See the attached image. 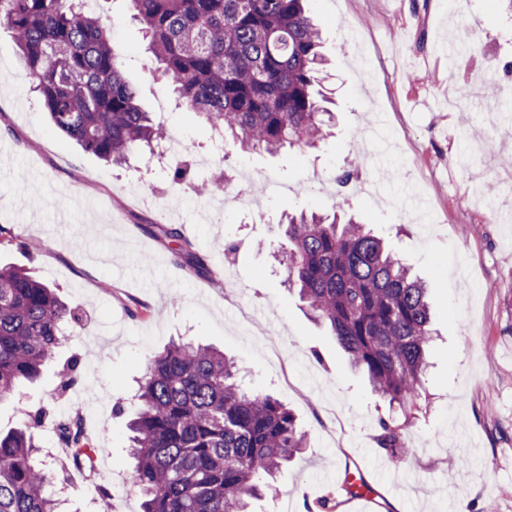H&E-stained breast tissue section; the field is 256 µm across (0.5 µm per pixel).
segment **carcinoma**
I'll return each instance as SVG.
<instances>
[{
    "label": "carcinoma",
    "instance_id": "1",
    "mask_svg": "<svg viewBox=\"0 0 512 512\" xmlns=\"http://www.w3.org/2000/svg\"><path fill=\"white\" fill-rule=\"evenodd\" d=\"M130 2L159 70L225 143L274 154L324 138V57L303 0ZM0 27L12 32L53 125L85 150L118 166L170 138L140 109L104 20L82 11L81 0H0ZM359 170L357 160L347 162L337 185ZM228 187L223 177L191 184L198 196H222ZM157 230L181 245L176 254L195 269H207L178 226ZM284 236L283 283L330 329L372 392L398 411L379 419L376 444L402 463L413 415L428 401L426 286L395 248L346 214L342 200L329 213L288 217ZM76 322L54 289L0 267V399L55 361ZM135 405L128 476L142 512H248L305 447L295 413L243 387L235 360L209 345L179 341L153 355ZM60 442L76 449L75 459L87 457L78 421L61 426ZM62 473L37 454L32 436L0 434V512H57L54 479Z\"/></svg>",
    "mask_w": 512,
    "mask_h": 512
}]
</instances>
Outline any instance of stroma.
<instances>
[{
  "mask_svg": "<svg viewBox=\"0 0 512 512\" xmlns=\"http://www.w3.org/2000/svg\"><path fill=\"white\" fill-rule=\"evenodd\" d=\"M328 60L321 88L335 118L311 149H234L216 153L210 126L158 76L129 0H96L141 107L191 150V181L239 168L253 175L261 213L211 210L206 198L174 183L172 166L106 165L56 130L19 63L11 33L0 29V224L14 240L0 265L31 270L81 315L80 325L32 383L0 399V433L30 430L42 451L51 442L30 415L60 409L85 385L106 401L85 424L107 462L125 471L128 420L147 359L190 339L233 356L242 381L290 407L306 447L278 473L277 494L253 512H307L347 471L379 493L373 512H512V117L485 110L508 79L512 12L488 0H307ZM472 32V50L448 69L451 33ZM478 79L483 96L454 109L448 76ZM380 183L376 195L349 193L352 211L390 241L430 288L434 339L425 387L430 401L408 436L404 464L387 461L374 437L387 403L355 372L327 328L281 284L285 215L325 212L344 163ZM182 228L206 262L222 258L251 322L240 323L209 276L180 266L175 244L151 225ZM238 250L224 260V241ZM148 305L131 318L127 296ZM78 359L77 383L62 390L59 369Z\"/></svg>",
  "mask_w": 512,
  "mask_h": 512,
  "instance_id": "obj_1",
  "label": "stroma"
}]
</instances>
